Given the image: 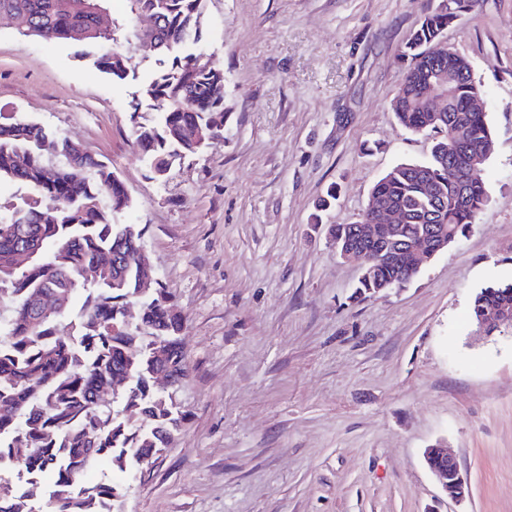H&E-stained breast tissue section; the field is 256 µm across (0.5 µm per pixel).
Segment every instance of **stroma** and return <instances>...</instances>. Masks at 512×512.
Listing matches in <instances>:
<instances>
[{
	"label": "stroma",
	"instance_id": "1",
	"mask_svg": "<svg viewBox=\"0 0 512 512\" xmlns=\"http://www.w3.org/2000/svg\"><path fill=\"white\" fill-rule=\"evenodd\" d=\"M439 0H204L197 48L224 69V139L165 177L134 115L157 55L131 45L122 81L92 49L0 22V118L82 145L131 195L183 318L184 421L130 480L123 512H512V328L479 338L475 291L512 279V0H480L446 40L472 64L495 148L466 237L406 287L362 299L330 235L374 183L425 161L432 136L396 122L403 56ZM336 199L318 210L328 187ZM467 480L444 497L423 452Z\"/></svg>",
	"mask_w": 512,
	"mask_h": 512
}]
</instances>
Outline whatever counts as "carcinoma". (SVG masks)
<instances>
[{
  "label": "carcinoma",
  "mask_w": 512,
  "mask_h": 512,
  "mask_svg": "<svg viewBox=\"0 0 512 512\" xmlns=\"http://www.w3.org/2000/svg\"><path fill=\"white\" fill-rule=\"evenodd\" d=\"M128 2L130 11L154 19L156 54L168 63L143 89L154 118L133 131L162 177L173 158L224 138V70L188 61L185 48L197 40L203 0ZM477 2L453 0L450 11L426 13L404 52L410 62L391 107L403 128L433 135V145L428 161L393 167L371 190L406 213L397 241L359 242L351 224L332 230L337 244H354L377 258L374 275L359 280V297L418 275L397 254L423 235L425 225L458 240L488 202L483 173L468 170V152L493 142L487 113L469 109L479 85L470 71L461 73L448 111L436 116L424 98L432 67L463 60L441 41ZM0 14L12 16L21 36L97 48V66L116 79L131 69L135 33L127 19H116L115 30L103 34L84 0H0ZM1 176L23 182L31 197L0 205V512H119L126 482L86 486L80 477L101 458L125 474L163 455L182 414L155 386L154 374L166 371L181 381L189 372L179 344L182 317L172 313L161 289L143 294L142 230L109 221L108 212L127 209L131 197L103 161L72 154L67 138L36 123L0 122ZM112 257L117 265L103 263ZM47 294L62 298L65 307L38 312L32 303ZM133 301L140 303V323L126 328L121 311ZM505 307L512 308V280L477 289L471 316L493 333L499 326L488 316ZM158 344L167 358L155 363ZM118 374L133 378L130 390L108 406L97 403V391L111 387Z\"/></svg>",
  "instance_id": "1"
}]
</instances>
